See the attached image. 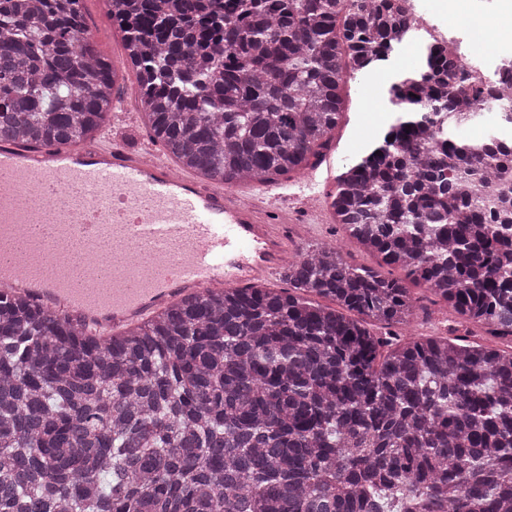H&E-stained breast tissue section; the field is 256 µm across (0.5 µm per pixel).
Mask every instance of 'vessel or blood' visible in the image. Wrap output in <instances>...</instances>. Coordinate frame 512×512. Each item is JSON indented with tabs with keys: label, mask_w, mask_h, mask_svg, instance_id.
<instances>
[{
	"label": "vessel or blood",
	"mask_w": 512,
	"mask_h": 512,
	"mask_svg": "<svg viewBox=\"0 0 512 512\" xmlns=\"http://www.w3.org/2000/svg\"><path fill=\"white\" fill-rule=\"evenodd\" d=\"M324 186L313 172L285 194L261 186L262 207L116 137L81 147L1 143L0 291L31 282L32 304L101 339L184 294L274 272L288 252L278 225L308 208L326 222Z\"/></svg>",
	"instance_id": "obj_1"
}]
</instances>
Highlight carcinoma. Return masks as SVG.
<instances>
[{
    "label": "carcinoma",
    "mask_w": 512,
    "mask_h": 512,
    "mask_svg": "<svg viewBox=\"0 0 512 512\" xmlns=\"http://www.w3.org/2000/svg\"><path fill=\"white\" fill-rule=\"evenodd\" d=\"M399 2L112 0V20L179 169L263 184L315 166L347 78L390 68L411 28ZM420 53L391 76L392 120L331 208L509 339L512 102L469 86L447 47ZM114 75L80 0H0V143L94 138ZM482 111L488 137L455 134ZM281 276L286 291L210 288L105 341L0 292V512H512V349L397 341L416 299L333 246Z\"/></svg>",
    "instance_id": "carcinoma-1"
}]
</instances>
